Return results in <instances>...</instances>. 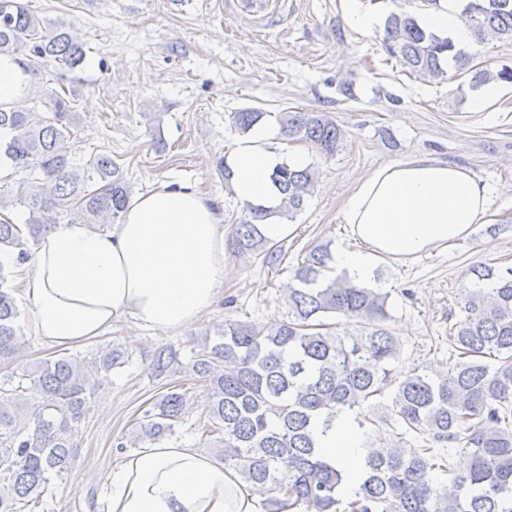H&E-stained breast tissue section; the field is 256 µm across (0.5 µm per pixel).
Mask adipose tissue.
Masks as SVG:
<instances>
[{"instance_id":"1","label":"adipose tissue","mask_w":512,"mask_h":512,"mask_svg":"<svg viewBox=\"0 0 512 512\" xmlns=\"http://www.w3.org/2000/svg\"><path fill=\"white\" fill-rule=\"evenodd\" d=\"M420 26L473 45L458 0L417 15ZM29 71L0 55V104L23 97ZM274 132L255 124L226 158L231 190L244 203L277 206L272 175L283 162ZM490 205L471 170L427 155L378 166L361 179L343 208L360 250L336 252L337 270L367 283L380 259L402 262L470 234ZM224 216L200 190L159 185L128 202L123 220L102 233L61 224L43 236L19 271L32 312L28 330L50 348L84 345L128 316L140 326L179 331L213 305L224 283ZM317 445L342 470L343 493L358 486L365 451L347 415L317 432ZM108 512H261L256 494L223 461L194 448L150 443L108 480Z\"/></svg>"}]
</instances>
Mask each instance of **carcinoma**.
<instances>
[{
    "instance_id": "obj_1",
    "label": "carcinoma",
    "mask_w": 512,
    "mask_h": 512,
    "mask_svg": "<svg viewBox=\"0 0 512 512\" xmlns=\"http://www.w3.org/2000/svg\"><path fill=\"white\" fill-rule=\"evenodd\" d=\"M466 22L480 42H512V0H468ZM384 43L409 72L425 79L446 74L442 59L454 52L451 40L424 30L414 16L393 13ZM0 54L21 56L69 71L83 66L86 50L64 23H50L20 0H0ZM42 98L45 110L29 108ZM264 113L244 109L233 123L247 131ZM72 107L65 87L33 86L21 102L0 107V162L27 171L29 186L0 194V249L26 262L31 246L62 221L107 231L122 218L130 187L112 155L101 152L75 166L67 151ZM282 140L310 143L332 156L343 138L335 120L322 112L288 111L280 116ZM273 181L281 190L275 208L246 204L234 225V248L263 256L274 267L282 250L261 232L276 214L292 219L317 182L311 166H279ZM19 205L24 224L9 216ZM327 247L310 250L288 288V319L265 330L228 320L194 345L191 363L177 351L160 350L152 375L170 379L190 371L207 389L205 432L217 435L224 464L233 468L274 512H512V267L486 264L469 269V286L457 298L458 313L448 328L447 368H417L397 379L391 364L400 339L386 325L388 294L380 288L331 275ZM0 265V361L22 357L25 342L9 280ZM491 287H486V284ZM355 322L356 334L336 332L329 316ZM128 354L115 347L91 357L62 353L46 358L0 383V512H25L39 503L49 484L68 468L78 427L90 413L98 390ZM496 364H491V361ZM394 388L380 422L394 421L432 443H453L469 467L455 472L451 487H440L432 472H447L434 448L407 456L401 448H371L362 481L342 495L344 476L317 446L318 425L330 426L341 413L371 416L373 399ZM186 394L169 386L154 399L136 434L117 447L159 442L181 422Z\"/></svg>"
}]
</instances>
